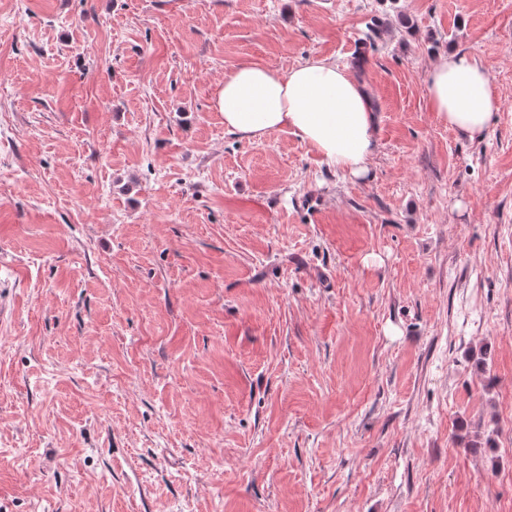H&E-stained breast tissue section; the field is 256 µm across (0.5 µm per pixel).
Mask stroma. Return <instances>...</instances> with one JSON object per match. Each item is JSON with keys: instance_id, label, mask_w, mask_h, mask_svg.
Here are the masks:
<instances>
[{"instance_id": "obj_1", "label": "stroma", "mask_w": 512, "mask_h": 512, "mask_svg": "<svg viewBox=\"0 0 512 512\" xmlns=\"http://www.w3.org/2000/svg\"><path fill=\"white\" fill-rule=\"evenodd\" d=\"M309 58L366 178L224 132ZM0 512H512V0H0ZM426 91L436 117L471 140L483 135L502 106L488 70L467 52L438 55Z\"/></svg>"}]
</instances>
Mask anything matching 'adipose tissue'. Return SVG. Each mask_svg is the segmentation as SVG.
<instances>
[{"label": "adipose tissue", "instance_id": "ef3b65f1", "mask_svg": "<svg viewBox=\"0 0 512 512\" xmlns=\"http://www.w3.org/2000/svg\"><path fill=\"white\" fill-rule=\"evenodd\" d=\"M436 117L457 134L482 136L500 111L486 67L470 53L438 55L426 79ZM212 105L225 134L260 140L291 129L327 164L366 178L375 152V118L367 94L347 68L311 58L288 70L242 65L225 73Z\"/></svg>", "mask_w": 512, "mask_h": 512}]
</instances>
